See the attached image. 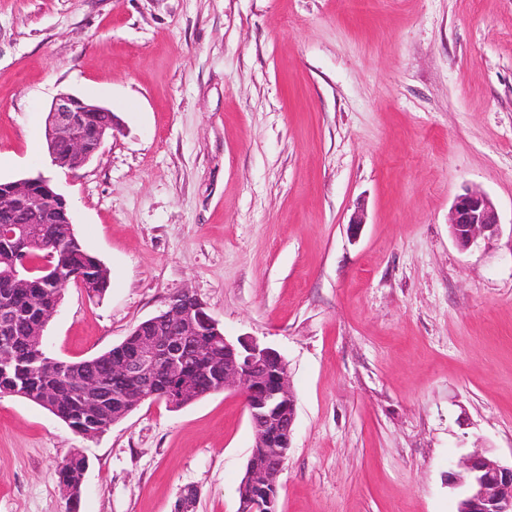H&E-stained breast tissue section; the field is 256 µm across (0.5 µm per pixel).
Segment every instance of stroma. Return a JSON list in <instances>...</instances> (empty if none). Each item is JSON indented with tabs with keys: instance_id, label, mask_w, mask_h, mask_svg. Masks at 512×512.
Returning a JSON list of instances; mask_svg holds the SVG:
<instances>
[{
	"instance_id": "stroma-1",
	"label": "stroma",
	"mask_w": 512,
	"mask_h": 512,
	"mask_svg": "<svg viewBox=\"0 0 512 512\" xmlns=\"http://www.w3.org/2000/svg\"><path fill=\"white\" fill-rule=\"evenodd\" d=\"M120 120L52 164V101ZM50 176L109 270L69 287L45 353L120 344L183 291L286 359L281 512H456L465 453L512 459V0H0V180ZM483 192L497 233L448 217ZM361 218L357 237L348 224ZM255 444L238 394L145 401L86 439L0 397V512H236ZM449 224L454 240L466 250L481 237L485 238L487 233L495 234L499 219L494 205L484 193L467 190L455 198ZM85 466L84 455L77 452L55 469V476L60 485L70 486L78 482L79 477L85 470Z\"/></svg>"
}]
</instances>
